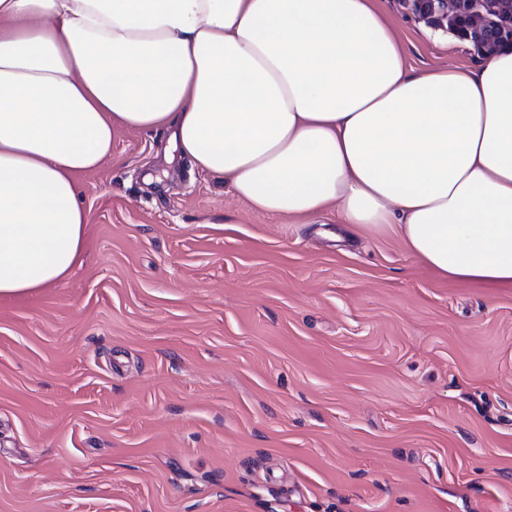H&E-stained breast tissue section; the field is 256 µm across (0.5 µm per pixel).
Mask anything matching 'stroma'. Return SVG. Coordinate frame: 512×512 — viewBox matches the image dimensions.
Masks as SVG:
<instances>
[{
  "label": "stroma",
  "mask_w": 512,
  "mask_h": 512,
  "mask_svg": "<svg viewBox=\"0 0 512 512\" xmlns=\"http://www.w3.org/2000/svg\"><path fill=\"white\" fill-rule=\"evenodd\" d=\"M378 7L423 70L471 45ZM88 249L0 301V512H512V287L254 211L120 131Z\"/></svg>",
  "instance_id": "obj_1"
}]
</instances>
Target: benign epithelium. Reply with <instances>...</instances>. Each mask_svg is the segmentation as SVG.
I'll list each match as a JSON object with an SVG mask.
<instances>
[{
	"instance_id": "7a95c632",
	"label": "benign epithelium",
	"mask_w": 512,
	"mask_h": 512,
	"mask_svg": "<svg viewBox=\"0 0 512 512\" xmlns=\"http://www.w3.org/2000/svg\"><path fill=\"white\" fill-rule=\"evenodd\" d=\"M403 13L436 30L468 41L477 57L489 59L512 48V0H398Z\"/></svg>"
}]
</instances>
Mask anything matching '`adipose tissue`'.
<instances>
[{"mask_svg":"<svg viewBox=\"0 0 512 512\" xmlns=\"http://www.w3.org/2000/svg\"><path fill=\"white\" fill-rule=\"evenodd\" d=\"M376 0H0V299L70 275L79 175L165 129L254 210L512 285V53L408 69Z\"/></svg>","mask_w":512,"mask_h":512,"instance_id":"adipose-tissue-1","label":"adipose tissue"}]
</instances>
